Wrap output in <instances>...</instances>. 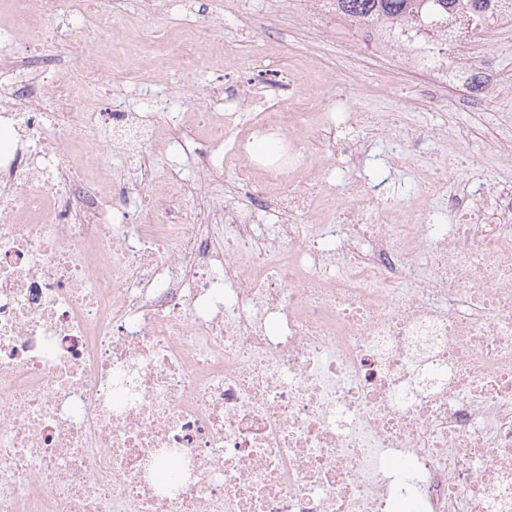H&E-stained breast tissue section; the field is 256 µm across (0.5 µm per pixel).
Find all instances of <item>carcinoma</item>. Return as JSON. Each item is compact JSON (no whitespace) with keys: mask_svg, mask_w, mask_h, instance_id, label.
<instances>
[{"mask_svg":"<svg viewBox=\"0 0 512 512\" xmlns=\"http://www.w3.org/2000/svg\"><path fill=\"white\" fill-rule=\"evenodd\" d=\"M484 0H333L336 18L363 23L406 22L430 38L439 36L437 23L450 12H481Z\"/></svg>","mask_w":512,"mask_h":512,"instance_id":"cac0c4a2","label":"carcinoma"}]
</instances>
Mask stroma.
I'll list each match as a JSON object with an SVG mask.
<instances>
[{"instance_id":"obj_1","label":"stroma","mask_w":512,"mask_h":512,"mask_svg":"<svg viewBox=\"0 0 512 512\" xmlns=\"http://www.w3.org/2000/svg\"><path fill=\"white\" fill-rule=\"evenodd\" d=\"M214 8L222 13L223 27L210 37L198 64L186 70L180 55L202 22L200 0H160L156 14L146 18L136 15L128 0H110L107 25L112 44L98 55L103 77L72 105L76 112H104L112 101L136 100L152 80L167 84L168 94L155 106L157 121L162 124L168 114L182 113L185 151L156 145L145 169L113 152L112 177L156 192L170 179L181 180L194 193L186 197L179 218L203 222L206 198L223 196L236 184L238 143L247 139L258 113L285 110L292 92L316 97L328 109L340 102L367 115L359 136L370 142L371 152L359 166H348L342 158L327 159L320 142L310 143L304 169L319 177L327 192L344 189L353 180L379 182L382 201L403 208L417 194L416 169L433 168L451 156L458 171L449 191L461 183L490 190L512 182V162L500 159L495 146L501 115L512 111V88L483 110L459 103L452 93L413 109L408 101L420 86L419 74L407 71L393 77L385 61L364 54L357 36L339 26L318 18L311 26L299 25L305 0H236L229 8L216 0ZM258 57L272 71L278 89L263 87L262 77L253 72ZM201 112L218 117L236 113L239 128L216 137L211 125L198 120ZM395 112L403 114L407 125L425 130L417 151H408L389 131L387 121ZM461 131L466 134L462 140L457 137ZM198 148L223 159V176L210 179L197 172L193 161ZM405 154L410 162L389 175L387 162Z\"/></svg>"}]
</instances>
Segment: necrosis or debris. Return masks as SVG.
Returning <instances> with one entry per match:
<instances>
[{
	"instance_id": "obj_1",
	"label": "necrosis or debris",
	"mask_w": 512,
	"mask_h": 512,
	"mask_svg": "<svg viewBox=\"0 0 512 512\" xmlns=\"http://www.w3.org/2000/svg\"><path fill=\"white\" fill-rule=\"evenodd\" d=\"M9 10L0 68L58 27L56 0ZM364 32L371 56L425 72L419 102L453 86L497 103L505 81L464 26L441 49ZM111 41H66L50 99L0 86V512H512V183L448 196L456 162L421 173L420 201L454 224L397 221L365 183L327 202L300 156L315 136L355 161L363 143L292 93L257 125L282 159L237 166L287 223L221 200L214 241L170 223L189 193L172 180L153 223L114 235L68 149L92 132L111 181L113 149L145 164L161 128L121 101L66 111Z\"/></svg>"
}]
</instances>
